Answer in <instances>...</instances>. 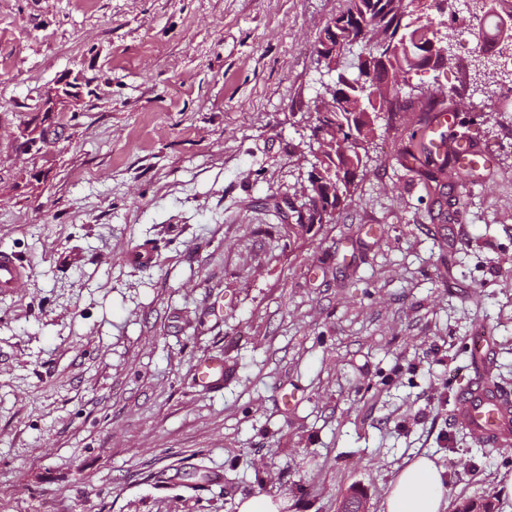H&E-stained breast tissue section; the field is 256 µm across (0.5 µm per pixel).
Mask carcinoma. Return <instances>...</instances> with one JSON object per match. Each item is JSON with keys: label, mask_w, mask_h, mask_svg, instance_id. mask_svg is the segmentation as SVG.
I'll return each mask as SVG.
<instances>
[{"label": "carcinoma", "mask_w": 512, "mask_h": 512, "mask_svg": "<svg viewBox=\"0 0 512 512\" xmlns=\"http://www.w3.org/2000/svg\"><path fill=\"white\" fill-rule=\"evenodd\" d=\"M436 9L455 23L447 0H346L336 15V23L325 25L319 46L325 48L321 62L334 71L336 78L322 86L315 102V122L310 142L322 149L317 165L322 171L323 188L334 191L336 203L351 192L358 174L370 161V135L382 107L388 117L408 112L412 106L399 97L389 75L408 74L431 64H450L440 56L426 54L424 45L435 38ZM415 112L417 131L428 133L437 114L450 111L447 99L433 91L421 93ZM448 148L440 160H432L427 180L444 186L448 167L461 165L460 140L454 134L441 135ZM318 190L308 186L305 222L288 225V234L299 232L317 220Z\"/></svg>", "instance_id": "cac0c4a2"}]
</instances>
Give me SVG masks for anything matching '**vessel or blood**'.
<instances>
[{
  "label": "vessel or blood",
  "instance_id": "obj_1",
  "mask_svg": "<svg viewBox=\"0 0 512 512\" xmlns=\"http://www.w3.org/2000/svg\"><path fill=\"white\" fill-rule=\"evenodd\" d=\"M28 276V268L13 253L0 251V293L8 294ZM224 380V361L217 356L203 358L196 367V381L213 389ZM455 418L474 440L486 447L512 445V395L490 381L468 383L458 394Z\"/></svg>",
  "mask_w": 512,
  "mask_h": 512
}]
</instances>
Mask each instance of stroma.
Wrapping results in <instances>:
<instances>
[{"mask_svg":"<svg viewBox=\"0 0 512 512\" xmlns=\"http://www.w3.org/2000/svg\"><path fill=\"white\" fill-rule=\"evenodd\" d=\"M345 0H0V512H379L405 459L445 469L447 512H512V451L456 424L492 336L512 389V99L441 91L490 163L453 175L438 218L408 115L378 118L333 219L303 215L321 90L316 46ZM92 93L46 158L16 150L34 98ZM155 249L150 265L126 252ZM224 358L204 391L198 361ZM28 277V268L13 253L0 251V293L9 294Z\"/></svg>","mask_w":512,"mask_h":512,"instance_id":"stroma-1","label":"stroma"}]
</instances>
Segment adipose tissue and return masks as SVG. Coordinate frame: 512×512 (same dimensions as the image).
Segmentation results:
<instances>
[{
    "mask_svg": "<svg viewBox=\"0 0 512 512\" xmlns=\"http://www.w3.org/2000/svg\"><path fill=\"white\" fill-rule=\"evenodd\" d=\"M444 474L431 458L415 457L390 482L380 512H446Z\"/></svg>",
    "mask_w": 512,
    "mask_h": 512,
    "instance_id": "obj_1",
    "label": "adipose tissue"
}]
</instances>
